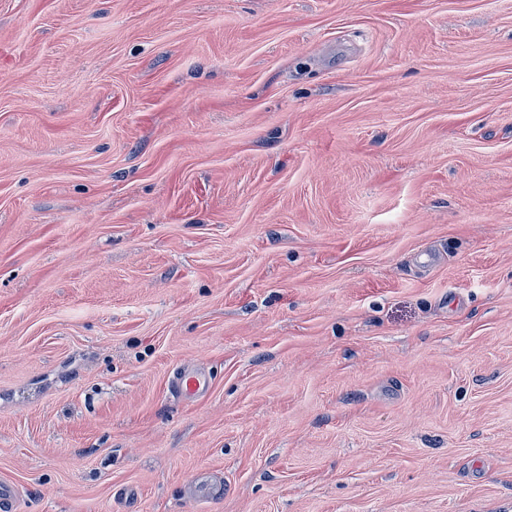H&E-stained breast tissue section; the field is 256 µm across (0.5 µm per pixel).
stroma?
Masks as SVG:
<instances>
[{
	"label": "stroma",
	"instance_id": "1",
	"mask_svg": "<svg viewBox=\"0 0 512 512\" xmlns=\"http://www.w3.org/2000/svg\"><path fill=\"white\" fill-rule=\"evenodd\" d=\"M1 478L512 512V0H0ZM172 393L180 397H192L203 392L208 386L207 377L198 367L187 366L175 369L169 379Z\"/></svg>",
	"mask_w": 512,
	"mask_h": 512
}]
</instances>
